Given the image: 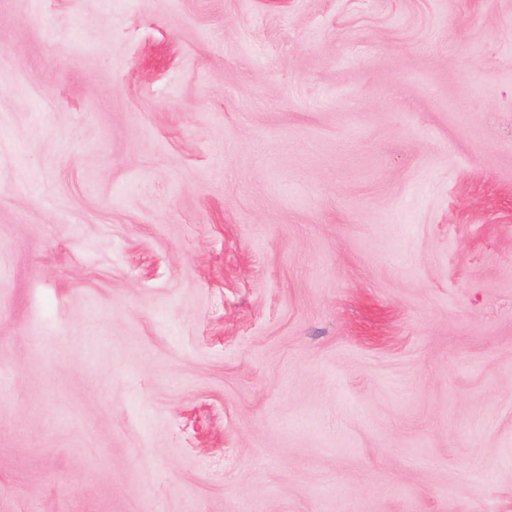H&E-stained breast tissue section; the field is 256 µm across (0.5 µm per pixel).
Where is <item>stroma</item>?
I'll list each match as a JSON object with an SVG mask.
<instances>
[{
  "instance_id": "obj_1",
  "label": "stroma",
  "mask_w": 512,
  "mask_h": 512,
  "mask_svg": "<svg viewBox=\"0 0 512 512\" xmlns=\"http://www.w3.org/2000/svg\"><path fill=\"white\" fill-rule=\"evenodd\" d=\"M0 512H512V0H0Z\"/></svg>"
}]
</instances>
